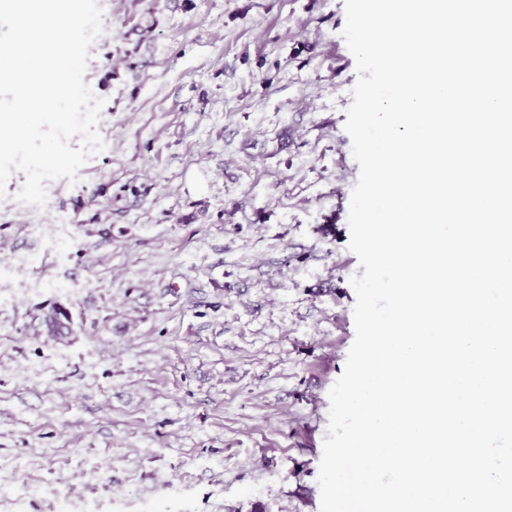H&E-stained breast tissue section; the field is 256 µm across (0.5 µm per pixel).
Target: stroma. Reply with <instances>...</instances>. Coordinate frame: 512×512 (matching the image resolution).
Returning a JSON list of instances; mask_svg holds the SVG:
<instances>
[{
	"mask_svg": "<svg viewBox=\"0 0 512 512\" xmlns=\"http://www.w3.org/2000/svg\"><path fill=\"white\" fill-rule=\"evenodd\" d=\"M104 148L0 194V512H320L355 339L344 0H98Z\"/></svg>",
	"mask_w": 512,
	"mask_h": 512,
	"instance_id": "stroma-1",
	"label": "stroma"
}]
</instances>
